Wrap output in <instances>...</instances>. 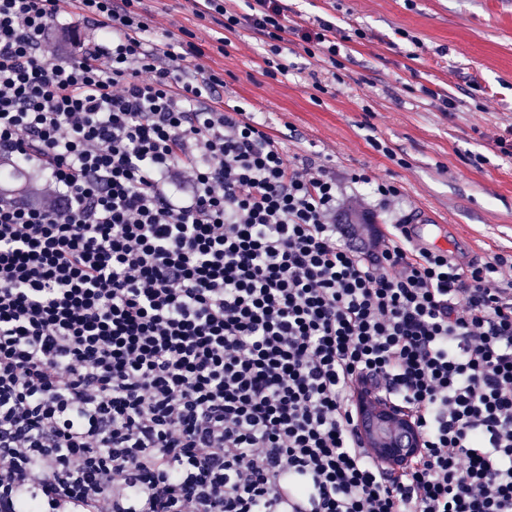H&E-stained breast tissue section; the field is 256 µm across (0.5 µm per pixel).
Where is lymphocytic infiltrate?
I'll return each instance as SVG.
<instances>
[{
	"label": "lymphocytic infiltrate",
	"mask_w": 512,
	"mask_h": 512,
	"mask_svg": "<svg viewBox=\"0 0 512 512\" xmlns=\"http://www.w3.org/2000/svg\"><path fill=\"white\" fill-rule=\"evenodd\" d=\"M0 0V512H512V254L363 236L142 0ZM292 67L287 0H197ZM415 412L409 475L354 388ZM383 401L378 403L374 400V397H366L363 399H358L355 397L354 400V419L357 425V429L359 432V437L363 441L366 446H370V440L368 433L366 431V423H365V405H369V408H376L379 410L386 411L390 409V407H394L389 399H382Z\"/></svg>",
	"instance_id": "obj_1"
}]
</instances>
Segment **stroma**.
<instances>
[{"mask_svg":"<svg viewBox=\"0 0 512 512\" xmlns=\"http://www.w3.org/2000/svg\"><path fill=\"white\" fill-rule=\"evenodd\" d=\"M143 6L151 38L193 33L208 48L202 65L224 76L225 102L257 113L288 162L331 167L355 213L369 212L379 228L407 215L440 224L464 263L512 254V156L496 144L512 129V0H289L288 58L297 68L285 77L266 74L260 36L198 21L191 0ZM318 17L351 37L340 68L302 48L300 32ZM356 28L365 38H352ZM403 30L417 44L401 40ZM313 73L326 92L312 87ZM426 87L454 108L441 112ZM361 170L400 187V207L351 184Z\"/></svg>","mask_w":512,"mask_h":512,"instance_id":"stroma-1","label":"stroma"}]
</instances>
